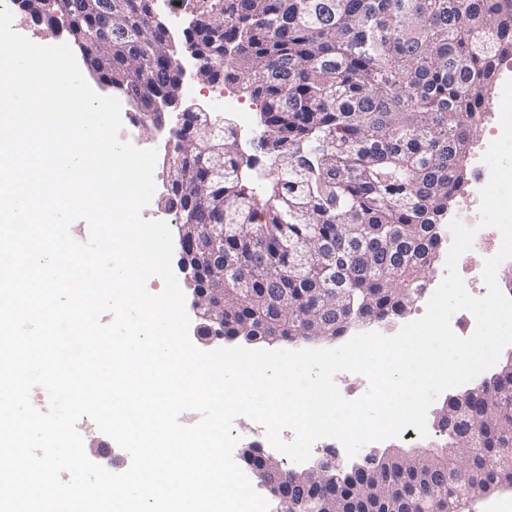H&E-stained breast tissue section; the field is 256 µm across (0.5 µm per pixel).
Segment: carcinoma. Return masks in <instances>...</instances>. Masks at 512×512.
<instances>
[{
	"mask_svg": "<svg viewBox=\"0 0 512 512\" xmlns=\"http://www.w3.org/2000/svg\"><path fill=\"white\" fill-rule=\"evenodd\" d=\"M38 25L63 30L99 82L142 111L177 108L182 70L154 0H15ZM184 43L201 80L260 104L257 149L270 169L248 186L253 156L226 121L199 104L177 114L164 207L178 224L224 225L226 339L335 340L365 322L403 319L436 267L450 199L467 179L475 116L512 52V0H191ZM193 294L212 293L211 272ZM293 292L277 298L280 283ZM438 408L442 444L368 453L323 477L285 469L297 512H461L512 486V370Z\"/></svg>",
	"mask_w": 512,
	"mask_h": 512,
	"instance_id": "cac0c4a2",
	"label": "carcinoma"
}]
</instances>
